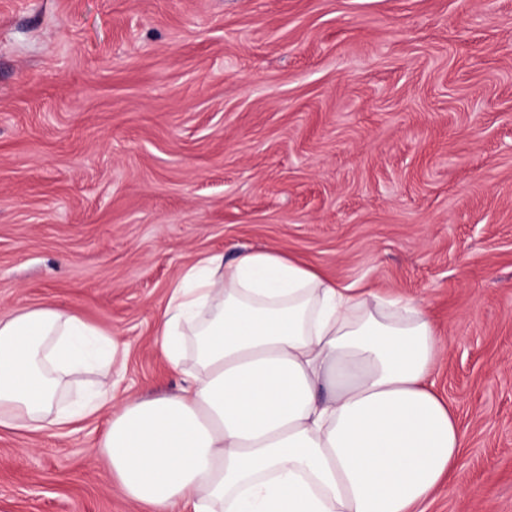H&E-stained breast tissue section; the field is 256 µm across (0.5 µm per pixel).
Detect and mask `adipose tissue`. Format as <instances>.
I'll return each instance as SVG.
<instances>
[{"label":"adipose tissue","instance_id":"obj_1","mask_svg":"<svg viewBox=\"0 0 512 512\" xmlns=\"http://www.w3.org/2000/svg\"><path fill=\"white\" fill-rule=\"evenodd\" d=\"M194 367L179 390L57 397L112 338L53 306L0 317V428L63 429L103 407L95 450L149 512H425L463 433L433 390L441 354L418 303L327 278L270 249L184 272L157 320Z\"/></svg>","mask_w":512,"mask_h":512}]
</instances>
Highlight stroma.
Returning <instances> with one entry per match:
<instances>
[{
    "mask_svg": "<svg viewBox=\"0 0 512 512\" xmlns=\"http://www.w3.org/2000/svg\"><path fill=\"white\" fill-rule=\"evenodd\" d=\"M243 247L425 306L468 492L427 512H512V0H0V315L76 314L118 394L171 393L169 290ZM109 415L0 429V512H145Z\"/></svg>",
    "mask_w": 512,
    "mask_h": 512,
    "instance_id": "obj_1",
    "label": "stroma"
}]
</instances>
